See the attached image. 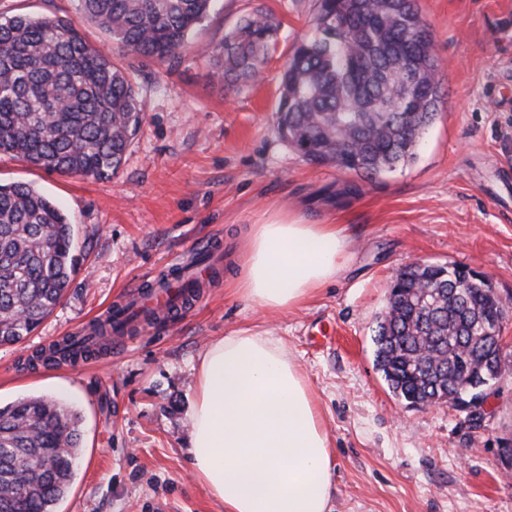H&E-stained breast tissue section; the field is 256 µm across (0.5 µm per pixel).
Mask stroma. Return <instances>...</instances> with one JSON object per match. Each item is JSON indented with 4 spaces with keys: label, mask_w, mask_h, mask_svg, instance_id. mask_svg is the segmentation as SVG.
<instances>
[{
    "label": "stroma",
    "mask_w": 512,
    "mask_h": 512,
    "mask_svg": "<svg viewBox=\"0 0 512 512\" xmlns=\"http://www.w3.org/2000/svg\"><path fill=\"white\" fill-rule=\"evenodd\" d=\"M280 24L259 80L231 86L199 54L252 8ZM314 0H217L177 59L116 55L142 129L106 179L0 155V183L26 182L70 218L82 251L60 305L22 344L0 347V404L31 396L81 413L82 453L56 512H224L196 478L188 415L205 348L239 330L281 337L305 373L336 462L333 512H512V319L481 425L445 404L393 395L372 336L402 266L462 264L512 299V0H419L444 93L414 161L367 180L305 162L276 122L284 50L310 33ZM292 214L346 227L344 269L301 306L259 309L235 294L250 225ZM218 238L223 258L180 316L105 345L87 365L35 354L128 299L169 263Z\"/></svg>",
    "instance_id": "stroma-1"
}]
</instances>
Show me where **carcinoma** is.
<instances>
[{
  "label": "carcinoma",
  "instance_id": "carcinoma-1",
  "mask_svg": "<svg viewBox=\"0 0 512 512\" xmlns=\"http://www.w3.org/2000/svg\"><path fill=\"white\" fill-rule=\"evenodd\" d=\"M215 0H78V19L0 16V154L50 171L105 179L121 166L144 120L141 101L112 51L89 45L79 23L118 49L160 62L178 58ZM313 35L296 42L279 83L281 137L304 160L371 179L412 161L443 94L432 36L418 0H316ZM278 24L261 7L218 48L225 84L256 79ZM74 225L28 183L0 184V346L37 330L77 272ZM377 323L375 363L410 405L482 396L496 371L476 361L467 337L503 319L491 284L450 264L407 265ZM103 336L71 335L41 351L96 354ZM79 414L33 396L0 407V512H54L74 477Z\"/></svg>",
  "mask_w": 512,
  "mask_h": 512
}]
</instances>
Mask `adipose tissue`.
<instances>
[{
    "mask_svg": "<svg viewBox=\"0 0 512 512\" xmlns=\"http://www.w3.org/2000/svg\"><path fill=\"white\" fill-rule=\"evenodd\" d=\"M347 246L333 224L253 225L234 290L261 309L291 310L335 280ZM189 422L191 466L224 512H332L329 434L281 337L238 330L212 342Z\"/></svg>",
    "mask_w": 512,
    "mask_h": 512,
    "instance_id": "obj_1",
    "label": "adipose tissue"
}]
</instances>
